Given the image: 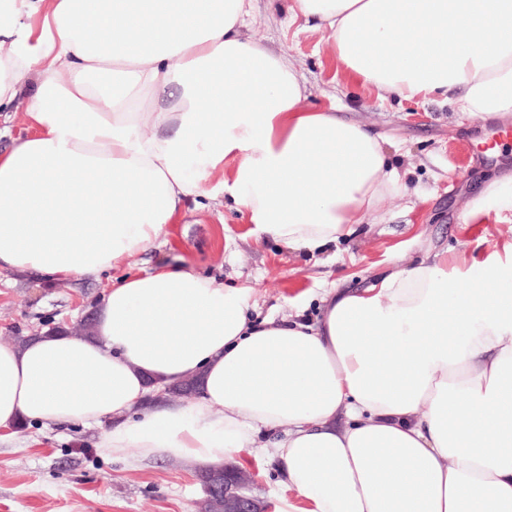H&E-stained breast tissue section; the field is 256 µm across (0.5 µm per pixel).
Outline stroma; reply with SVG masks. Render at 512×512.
I'll return each instance as SVG.
<instances>
[{"label": "stroma", "instance_id": "obj_1", "mask_svg": "<svg viewBox=\"0 0 512 512\" xmlns=\"http://www.w3.org/2000/svg\"><path fill=\"white\" fill-rule=\"evenodd\" d=\"M291 0H256L250 35L291 57L317 103H335L341 116L372 125L410 194L387 200L379 221L309 254L245 238L246 226L229 199L207 200L196 221L168 227V245L140 253L100 278H74L64 287L16 273L0 275V342L32 329L67 327L100 304L112 283L159 260L186 262L224 283L251 289L258 319L303 314L315 321L323 282L364 288L382 274L433 248L485 262L512 243V212L484 236L460 224L471 201L492 179L512 174V119L482 121L443 96L399 100L351 86L325 31L290 19ZM309 292L306 306L296 297ZM105 426L38 423L0 440V512H199L204 496L196 466L186 460L142 461L136 451L103 456ZM253 495L275 502L284 490L274 461L244 457Z\"/></svg>", "mask_w": 512, "mask_h": 512}]
</instances>
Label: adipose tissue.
<instances>
[{
    "mask_svg": "<svg viewBox=\"0 0 512 512\" xmlns=\"http://www.w3.org/2000/svg\"><path fill=\"white\" fill-rule=\"evenodd\" d=\"M254 0H0V273L96 277L224 195L255 240L311 252L408 191L382 135L309 104L292 59L246 34ZM348 78L512 116V0H292ZM512 211L489 182L465 224ZM250 290L161 262L113 284L94 332L0 343V431L88 427L115 457L199 467L256 450L275 512H512V246L479 277L439 252L315 323L253 322ZM201 377L187 403L155 390Z\"/></svg>",
    "mask_w": 512,
    "mask_h": 512,
    "instance_id": "obj_1",
    "label": "adipose tissue"
}]
</instances>
